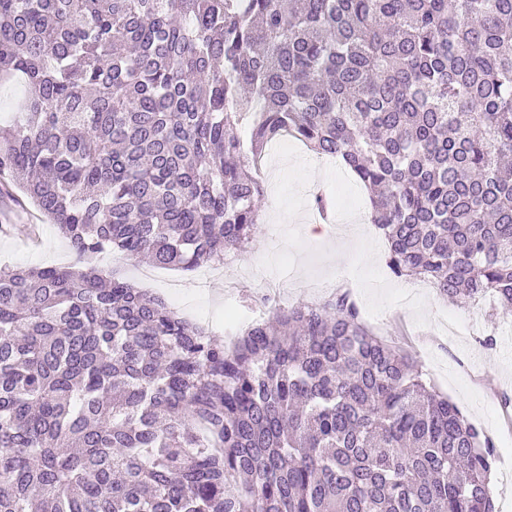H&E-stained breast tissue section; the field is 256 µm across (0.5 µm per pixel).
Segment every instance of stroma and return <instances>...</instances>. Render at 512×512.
<instances>
[{
  "label": "stroma",
  "mask_w": 512,
  "mask_h": 512,
  "mask_svg": "<svg viewBox=\"0 0 512 512\" xmlns=\"http://www.w3.org/2000/svg\"><path fill=\"white\" fill-rule=\"evenodd\" d=\"M320 171L322 178L313 185L305 169L262 161L261 206L278 220L262 225L254 246L226 256L205 278L149 266L119 252L104 254L98 262L153 294L173 298L183 315L220 341L241 330L225 321L227 307L247 312L256 296L274 293L285 306L319 302L330 295L334 273H342L365 323L411 352L437 390L493 438L498 467L512 466V406L501 404L512 398V311L493 312L489 300L464 307L443 301L429 283L396 277L386 259L373 260L361 251L332 253L328 242L339 238L343 227L335 223L327 236H310L313 198L337 195L338 210L354 214L366 212V193L338 167L324 165ZM69 251L56 226L39 220L33 210L15 221L11 233H0V267L61 265ZM489 336L494 339L490 346L484 343Z\"/></svg>",
  "instance_id": "stroma-1"
}]
</instances>
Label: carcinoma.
<instances>
[{"label":"carcinoma","instance_id":"cac0c4a2","mask_svg":"<svg viewBox=\"0 0 512 512\" xmlns=\"http://www.w3.org/2000/svg\"><path fill=\"white\" fill-rule=\"evenodd\" d=\"M6 84L0 179L77 264L0 270V512H495L492 441L346 293L228 346L91 260L224 262L289 134L396 276L512 308V0H0Z\"/></svg>","mask_w":512,"mask_h":512}]
</instances>
